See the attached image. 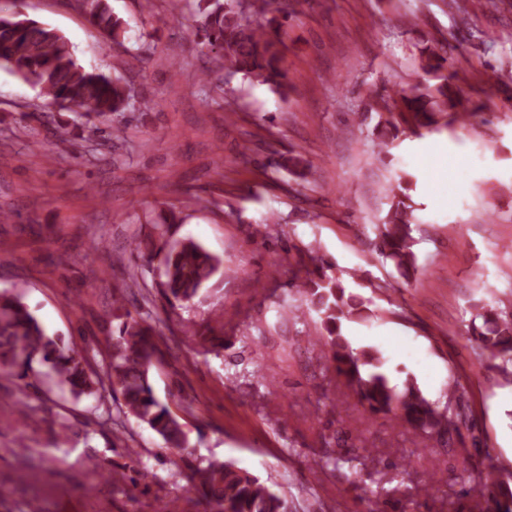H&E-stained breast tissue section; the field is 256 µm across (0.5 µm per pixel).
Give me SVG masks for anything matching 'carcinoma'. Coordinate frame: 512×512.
<instances>
[{
    "mask_svg": "<svg viewBox=\"0 0 512 512\" xmlns=\"http://www.w3.org/2000/svg\"><path fill=\"white\" fill-rule=\"evenodd\" d=\"M91 21L106 34L107 42L123 46L127 21L112 12L108 0H76ZM290 0H195L198 24L191 34L207 51L224 59V80L240 74L252 83L268 85L280 97L288 96V71L284 66L280 30L288 18ZM420 64L428 71L460 65L452 48L444 43L421 50ZM0 67L40 88L43 106L74 115L72 122L89 115L111 119L115 114L150 111L149 99L136 101L130 85L89 70L77 60L66 37L57 29L26 17L18 11L0 10ZM401 106L373 135L385 143L406 133L421 135L435 129L439 116L454 111V121L465 122L476 112L464 106V95H448V77L427 93L400 94ZM389 209L380 224L370 225L365 236L382 262L391 263L408 277L417 269L412 206L406 203L403 176L393 178ZM315 269L295 273L288 292L305 297L315 311L312 347L328 350L336 377L364 411L374 416H392L398 425L435 441L463 438L466 421L452 405L466 392L467 379L453 372L448 381V400L431 401L413 380L398 388L386 373V359L373 347L357 350L344 334L346 324L368 322L376 317L372 300L354 302L338 277L327 274L331 264L307 250ZM220 260L192 239L167 243L158 253V286L170 303L193 301L205 283L218 271ZM468 325L471 348L489 376L501 385L512 384V301L491 306L477 303ZM117 325L104 339L107 358L102 372L59 336H51L22 295L0 292V376L24 380L37 362L55 375L58 383L76 395L109 393L119 401L120 412L132 416L156 432L164 447L184 463L189 490L204 501L209 512H293L288 498L274 486L241 468L233 460H210L195 464L179 416L167 401L160 400L150 381V368L157 358L155 337L160 331L147 319L134 316L123 305H113ZM462 455L463 494L487 497L495 512H512V473L500 477L469 462ZM107 473L114 485L142 483L145 474L121 465Z\"/></svg>",
    "mask_w": 512,
    "mask_h": 512,
    "instance_id": "1",
    "label": "carcinoma"
}]
</instances>
